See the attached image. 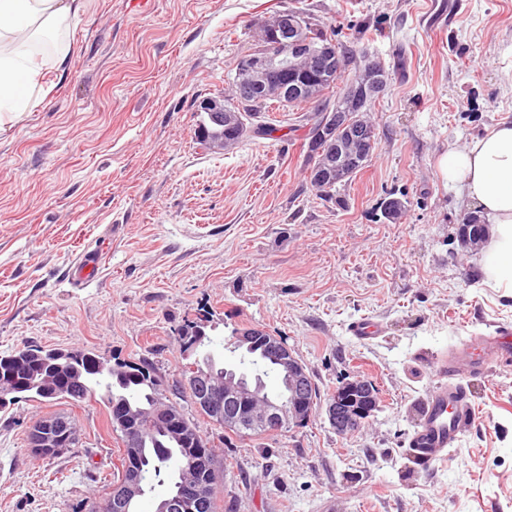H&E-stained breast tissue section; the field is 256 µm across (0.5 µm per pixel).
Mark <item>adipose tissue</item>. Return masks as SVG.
Segmentation results:
<instances>
[{"label": "adipose tissue", "instance_id": "ef3b65f1", "mask_svg": "<svg viewBox=\"0 0 512 512\" xmlns=\"http://www.w3.org/2000/svg\"><path fill=\"white\" fill-rule=\"evenodd\" d=\"M80 0H0V112L27 111L41 68L26 43L51 35ZM438 175L479 209L491 240L479 257L484 282L512 297V121L503 120L465 147L443 151Z\"/></svg>", "mask_w": 512, "mask_h": 512}]
</instances>
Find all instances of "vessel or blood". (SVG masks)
<instances>
[{"mask_svg": "<svg viewBox=\"0 0 512 512\" xmlns=\"http://www.w3.org/2000/svg\"><path fill=\"white\" fill-rule=\"evenodd\" d=\"M96 267L95 252L83 253L75 263L72 285L84 287ZM512 364V331L498 328L492 334L472 336L454 345L433 363L436 383L430 390L414 429L409 446L416 459L429 464L445 457L465 426L473 410L461 379L471 372H483L489 366Z\"/></svg>", "mask_w": 512, "mask_h": 512, "instance_id": "b4317fda", "label": "vessel or blood"}]
</instances>
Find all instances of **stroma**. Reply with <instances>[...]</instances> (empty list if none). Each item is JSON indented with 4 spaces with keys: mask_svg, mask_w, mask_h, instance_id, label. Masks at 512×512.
I'll use <instances>...</instances> for the list:
<instances>
[{
    "mask_svg": "<svg viewBox=\"0 0 512 512\" xmlns=\"http://www.w3.org/2000/svg\"><path fill=\"white\" fill-rule=\"evenodd\" d=\"M343 35L391 75L371 109L378 141L339 190H312L310 107L268 112L273 136L200 145L198 105L230 96L260 25L291 9ZM27 112L0 117V355L27 344L146 359L181 372L176 328L209 307V347L235 367L231 325L285 337L321 397L365 378L380 403L340 434L325 409L258 441L226 443L233 512H512V366L463 379L474 421L424 466L408 440L436 378L432 360L512 325V298L485 287L457 228L467 200L436 159L512 120V0H86L43 57ZM406 203L386 221L385 198ZM101 248L95 282L66 278ZM381 322L370 343L348 326ZM105 390L72 404L0 409V512H87L118 478L123 444ZM71 417L80 444L31 454L37 419Z\"/></svg>",
    "mask_w": 512,
    "mask_h": 512,
    "instance_id": "stroma-1",
    "label": "stroma"
}]
</instances>
